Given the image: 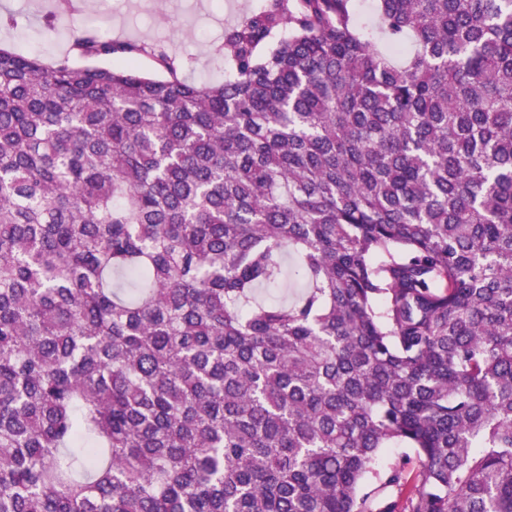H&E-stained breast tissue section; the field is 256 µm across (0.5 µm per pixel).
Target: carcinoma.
Masks as SVG:
<instances>
[{"label": "carcinoma", "instance_id": "carcinoma-1", "mask_svg": "<svg viewBox=\"0 0 512 512\" xmlns=\"http://www.w3.org/2000/svg\"><path fill=\"white\" fill-rule=\"evenodd\" d=\"M375 12L0 48V512H512V0ZM397 468L402 472L406 487L411 486L421 469L416 452L412 448H384L375 465L374 469L380 474Z\"/></svg>", "mask_w": 512, "mask_h": 512}]
</instances>
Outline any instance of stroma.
I'll return each instance as SVG.
<instances>
[{
    "instance_id": "obj_1",
    "label": "stroma",
    "mask_w": 512,
    "mask_h": 512,
    "mask_svg": "<svg viewBox=\"0 0 512 512\" xmlns=\"http://www.w3.org/2000/svg\"><path fill=\"white\" fill-rule=\"evenodd\" d=\"M264 0H70L67 11L55 0H0V48L38 57L53 65L73 55L71 30L96 21L123 31L126 41H159L179 63L180 77L196 84H220L227 69L221 46L224 29L260 9ZM55 14L54 28L46 17Z\"/></svg>"
}]
</instances>
